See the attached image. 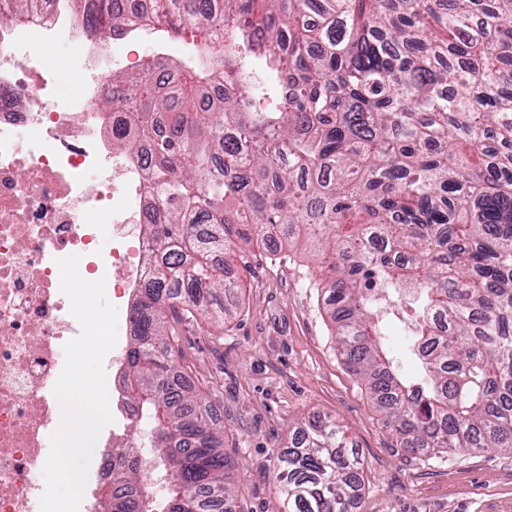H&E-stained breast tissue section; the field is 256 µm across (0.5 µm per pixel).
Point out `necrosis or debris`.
<instances>
[{
  "label": "necrosis or debris",
  "mask_w": 512,
  "mask_h": 512,
  "mask_svg": "<svg viewBox=\"0 0 512 512\" xmlns=\"http://www.w3.org/2000/svg\"><path fill=\"white\" fill-rule=\"evenodd\" d=\"M59 43L79 46L70 65L82 81L68 93L42 51ZM130 62L74 28L60 0H32L28 21L0 26V512H40L38 472L61 418L53 388L80 334L58 259L81 255L82 277L106 278L120 308L147 278L141 227L158 202L146 152L112 147L113 127L134 115L95 109L112 70ZM112 416L91 464L99 480L129 464L126 424L139 409L121 397Z\"/></svg>",
  "instance_id": "4bbe7bcc"
}]
</instances>
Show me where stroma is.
<instances>
[{
    "label": "stroma",
    "mask_w": 512,
    "mask_h": 512,
    "mask_svg": "<svg viewBox=\"0 0 512 512\" xmlns=\"http://www.w3.org/2000/svg\"><path fill=\"white\" fill-rule=\"evenodd\" d=\"M318 247L247 250L231 268L240 310L227 325L178 330L173 359L217 408L236 466L237 512H281L275 484L286 441L309 414L330 415L353 441L365 484L356 512H512V453L404 452L364 381L336 351Z\"/></svg>",
    "instance_id": "stroma-1"
}]
</instances>
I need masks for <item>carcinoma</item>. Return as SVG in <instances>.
Here are the masks:
<instances>
[{"label":"carcinoma","instance_id":"1","mask_svg":"<svg viewBox=\"0 0 512 512\" xmlns=\"http://www.w3.org/2000/svg\"><path fill=\"white\" fill-rule=\"evenodd\" d=\"M71 4L77 26L127 34L116 0ZM182 59L112 83L132 112L121 150L148 144L143 225L157 248L134 297L124 384L169 451L166 512H235L234 465L213 405L175 379V325H224L229 260L311 240L330 272L338 354L416 455L512 451V0H162ZM405 292L412 373L374 306ZM282 512H354L363 467L313 415L280 456ZM139 468L112 477L103 512H143Z\"/></svg>","mask_w":512,"mask_h":512}]
</instances>
